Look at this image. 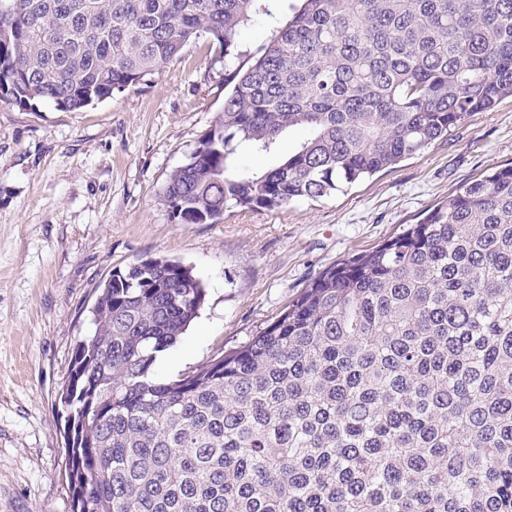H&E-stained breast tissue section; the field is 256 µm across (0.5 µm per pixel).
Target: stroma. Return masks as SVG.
Returning <instances> with one entry per match:
<instances>
[{"label":"stroma","instance_id":"1","mask_svg":"<svg viewBox=\"0 0 512 512\" xmlns=\"http://www.w3.org/2000/svg\"><path fill=\"white\" fill-rule=\"evenodd\" d=\"M223 105L224 62L206 37L161 74L74 112L0 105V512H71L58 392L112 270L166 257L206 289L153 366L166 381L248 341L323 270L512 163L507 98L335 195L176 223L162 203L167 177Z\"/></svg>","mask_w":512,"mask_h":512}]
</instances>
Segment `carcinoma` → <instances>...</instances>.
<instances>
[{
    "mask_svg": "<svg viewBox=\"0 0 512 512\" xmlns=\"http://www.w3.org/2000/svg\"><path fill=\"white\" fill-rule=\"evenodd\" d=\"M0 0V104L72 112L191 41L237 52L224 107L174 169L180 224L335 194L512 97V0ZM308 136L261 173L268 152ZM191 268L115 269L59 395L72 512H512V164L320 272L243 345L168 382ZM269 35V28L264 22H258L244 30L238 37V44L242 50H255L262 45ZM304 137L305 132L303 130H292L282 138L277 149L270 154L257 153L248 149H243L238 155L239 164L254 172L263 171L287 155L288 150Z\"/></svg>",
    "mask_w": 512,
    "mask_h": 512,
    "instance_id": "cac0c4a2",
    "label": "carcinoma"
}]
</instances>
